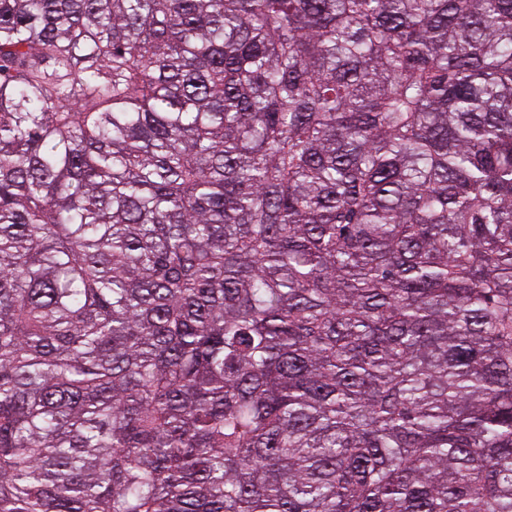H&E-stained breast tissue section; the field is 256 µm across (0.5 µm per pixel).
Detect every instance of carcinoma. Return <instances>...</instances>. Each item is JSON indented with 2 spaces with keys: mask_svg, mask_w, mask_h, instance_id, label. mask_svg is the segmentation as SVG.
<instances>
[{
  "mask_svg": "<svg viewBox=\"0 0 512 512\" xmlns=\"http://www.w3.org/2000/svg\"><path fill=\"white\" fill-rule=\"evenodd\" d=\"M0 512H512V0H0Z\"/></svg>",
  "mask_w": 512,
  "mask_h": 512,
  "instance_id": "1",
  "label": "carcinoma"
}]
</instances>
